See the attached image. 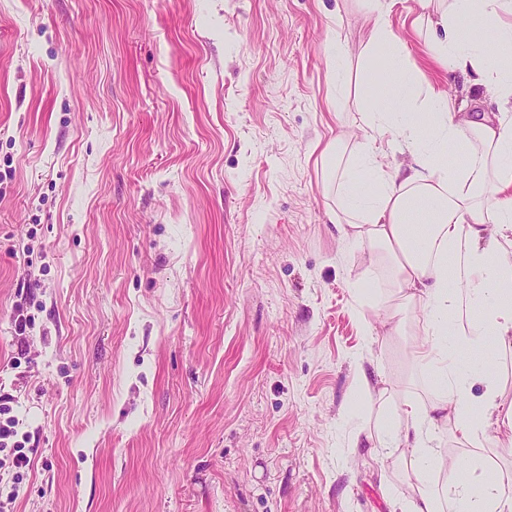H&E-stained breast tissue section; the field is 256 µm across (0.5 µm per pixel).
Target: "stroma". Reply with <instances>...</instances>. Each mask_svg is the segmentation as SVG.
Listing matches in <instances>:
<instances>
[{"label": "stroma", "instance_id": "35a3bbf8", "mask_svg": "<svg viewBox=\"0 0 512 512\" xmlns=\"http://www.w3.org/2000/svg\"><path fill=\"white\" fill-rule=\"evenodd\" d=\"M384 17L423 86L495 105ZM361 0H0V394L31 460L11 512H390L362 425L438 391L389 284L329 223L319 161L365 141ZM345 51L337 77L331 43ZM25 302L34 323L13 329ZM383 399L352 401L358 369Z\"/></svg>", "mask_w": 512, "mask_h": 512}]
</instances>
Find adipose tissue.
<instances>
[{
    "label": "adipose tissue",
    "mask_w": 512,
    "mask_h": 512,
    "mask_svg": "<svg viewBox=\"0 0 512 512\" xmlns=\"http://www.w3.org/2000/svg\"><path fill=\"white\" fill-rule=\"evenodd\" d=\"M418 2L435 58L475 74L497 110L472 115L467 102L423 91L397 36L374 25L362 69L382 68L385 81L362 96L372 134L357 147L338 134L321 152L336 195L330 217L384 266L400 308L418 311L408 357L439 390L428 407L403 398L381 426L377 455L400 451L415 478L391 512H512V469L435 446L445 424L478 449L491 431L512 429L498 371L477 358L491 340L512 347V0ZM474 18L483 34L469 30ZM396 144L408 164H384ZM462 465L466 478H455Z\"/></svg>",
    "instance_id": "ef3b65f1"
}]
</instances>
